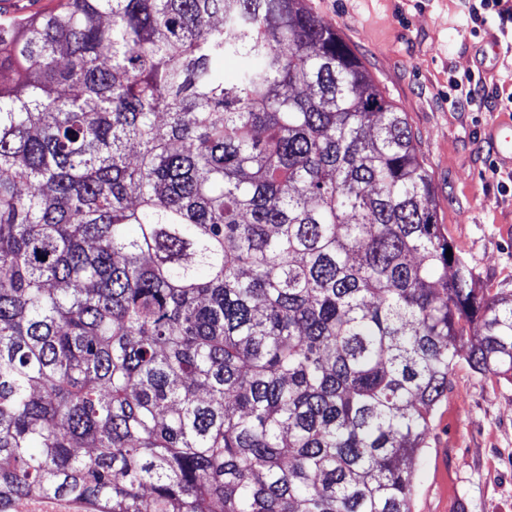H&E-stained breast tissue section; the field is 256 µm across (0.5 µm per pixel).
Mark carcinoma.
I'll use <instances>...</instances> for the list:
<instances>
[{"label": "carcinoma", "instance_id": "carcinoma-1", "mask_svg": "<svg viewBox=\"0 0 512 512\" xmlns=\"http://www.w3.org/2000/svg\"><path fill=\"white\" fill-rule=\"evenodd\" d=\"M431 185L305 0L1 23L0 512H410L457 358L512 377Z\"/></svg>", "mask_w": 512, "mask_h": 512}]
</instances>
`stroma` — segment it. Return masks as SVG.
<instances>
[{
  "instance_id": "35a3bbf8",
  "label": "stroma",
  "mask_w": 512,
  "mask_h": 512,
  "mask_svg": "<svg viewBox=\"0 0 512 512\" xmlns=\"http://www.w3.org/2000/svg\"><path fill=\"white\" fill-rule=\"evenodd\" d=\"M363 59L416 136L437 219L478 287L512 291V167L486 127L512 94V23L474 27L460 0H306ZM498 40L502 51L493 53ZM479 73L480 110L452 105L450 77ZM415 464L412 512H512V383L458 362Z\"/></svg>"
}]
</instances>
